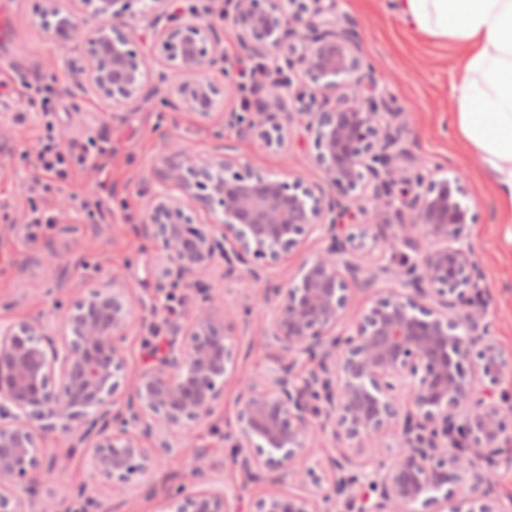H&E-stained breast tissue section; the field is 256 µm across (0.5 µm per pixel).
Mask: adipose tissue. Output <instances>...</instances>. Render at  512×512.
Returning a JSON list of instances; mask_svg holds the SVG:
<instances>
[{"label":"adipose tissue","instance_id":"ef3b65f1","mask_svg":"<svg viewBox=\"0 0 512 512\" xmlns=\"http://www.w3.org/2000/svg\"><path fill=\"white\" fill-rule=\"evenodd\" d=\"M412 28L463 49L451 123L512 224V0H394Z\"/></svg>","mask_w":512,"mask_h":512}]
</instances>
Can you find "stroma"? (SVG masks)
Wrapping results in <instances>:
<instances>
[{
  "mask_svg": "<svg viewBox=\"0 0 512 512\" xmlns=\"http://www.w3.org/2000/svg\"><path fill=\"white\" fill-rule=\"evenodd\" d=\"M12 15L14 39L0 44V73H21L44 84L60 81L55 133L63 143L112 139V155L106 174L94 169L79 172L73 192L99 196L101 210L94 216L61 212L58 191L38 186L33 166L42 128L29 103L15 86L0 87V324L38 319L54 324L58 305L84 296L101 280L123 282L135 299L157 298L155 269L158 258L144 248L139 231L145 203L154 190L150 169L169 139H177L192 152L205 156L214 145L212 124L183 109L155 103L138 109L113 111L110 104L90 89L80 87L74 72L80 51L50 36L38 17V0H0ZM336 13L343 27L358 42L369 64L368 79L395 111V126L401 133L396 151L427 161L437 177L461 173L466 181V203L478 221L469 241L484 272L489 337L506 365L494 386L504 397L502 408L512 416V228L500 221L494 193L483 174L479 155L465 146L448 124L456 106L453 87L458 81V46L415 31L396 15L392 0H337ZM224 142L240 163L275 174L293 172L313 183L322 176L314 166L311 140L301 128H293L287 152L263 147L255 137L236 127H225ZM108 178L112 190L99 192L97 184ZM37 205L43 225L30 233L18 231L30 205ZM52 245L61 264L35 263L36 250ZM325 242L311 235L303 250L276 266L255 262L259 279L244 271L227 273L216 265L206 286L218 299L219 310L238 324V371L257 376L273 367L279 358L276 347L262 336L264 319L241 322L243 308L262 287H275L290 280L300 264L321 251ZM165 312L135 311V321L155 320L158 336L133 330L128 336L127 372L136 374L151 362L154 343H166ZM239 388L228 379L224 395L198 428V446L207 448L203 461L211 477L224 486L239 489L242 508L251 512L254 503L270 487L269 475L247 477L232 460L233 450L223 434L235 424L239 411ZM45 462L66 467L69 481L55 482L42 475L39 502L47 512H60L66 505L80 507L83 496L96 499L102 512H161L166 493L191 486L195 453L177 448L163 457L151 478L132 477L125 493L111 497L109 489L94 477L91 451L76 435L55 432L42 449Z\"/></svg>",
  "mask_w": 512,
  "mask_h": 512,
  "instance_id": "stroma-1",
  "label": "stroma"
}]
</instances>
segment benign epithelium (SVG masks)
Masks as SVG:
<instances>
[{"label": "benign epithelium", "instance_id": "1", "mask_svg": "<svg viewBox=\"0 0 512 512\" xmlns=\"http://www.w3.org/2000/svg\"><path fill=\"white\" fill-rule=\"evenodd\" d=\"M134 0H42L40 16L52 37L85 46L83 85L112 105L130 109L153 98L151 61L170 81V95L186 110L217 125L219 151L202 158L176 141L153 176L162 190L147 200L142 230L163 259L159 291L203 287L216 258L253 278V260L281 263L315 232L327 246L298 268L292 281L263 288L244 309L250 318L283 296L263 337L280 363L260 376L239 378L241 407L224 433L247 472L274 473L254 512H512L492 508L481 491L491 463L509 435L496 384L505 362L487 338L482 273L468 242L475 215L465 204L463 177L435 180L425 163H400L396 113L364 81L365 62L336 19V0H224V19L241 48L265 69L300 70L305 82L271 81L267 106L250 113L217 112L219 88L205 73L230 80L224 46L198 9L188 14L172 0H139L156 28L152 45L135 47L129 23ZM100 20L86 29L78 14ZM166 20L161 26L159 22ZM312 140L324 184L299 174L280 178L225 153L224 124H239L265 148L288 146L290 124ZM369 220L346 231L349 203ZM412 214L395 239L417 254L397 266L365 272L358 259L377 237L375 224L390 211ZM431 241L420 250L418 238ZM389 276L392 286L372 305L350 313L351 291ZM128 288L115 278L87 296L59 306L50 332L38 320L0 325V512H36L45 437L79 431L91 448L96 475L120 496L135 475L153 473L173 448H194L196 423L224 393L235 369V326L203 296L194 317L171 326L173 339L136 376L126 374V336L134 327ZM314 366L293 373L299 358ZM334 422L338 439H368L391 448L373 465L342 453L322 477L299 462L316 450L312 420ZM401 433H395L398 419ZM312 482L304 493L278 487L277 474ZM235 490L183 487L169 493L163 512H240Z\"/></svg>", "mask_w": 512, "mask_h": 512}]
</instances>
